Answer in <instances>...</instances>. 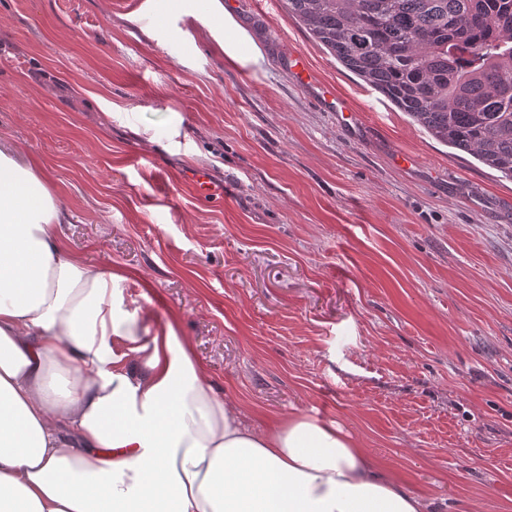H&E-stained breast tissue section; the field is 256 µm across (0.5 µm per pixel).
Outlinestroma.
<instances>
[{"mask_svg":"<svg viewBox=\"0 0 512 512\" xmlns=\"http://www.w3.org/2000/svg\"><path fill=\"white\" fill-rule=\"evenodd\" d=\"M221 3L261 65L224 50L209 0H0V145L48 173L70 254L149 332L177 326L249 426L334 422L434 512H512V181L282 0Z\"/></svg>","mask_w":512,"mask_h":512,"instance_id":"35a3bbf8","label":"stroma"}]
</instances>
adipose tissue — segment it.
<instances>
[{
    "mask_svg": "<svg viewBox=\"0 0 512 512\" xmlns=\"http://www.w3.org/2000/svg\"><path fill=\"white\" fill-rule=\"evenodd\" d=\"M43 174L0 149V512H426L333 423L254 429L174 325L68 255Z\"/></svg>",
    "mask_w": 512,
    "mask_h": 512,
    "instance_id": "adipose-tissue-1",
    "label": "adipose tissue"
}]
</instances>
